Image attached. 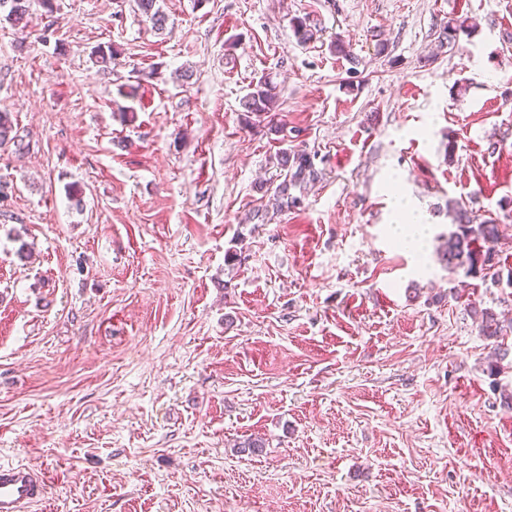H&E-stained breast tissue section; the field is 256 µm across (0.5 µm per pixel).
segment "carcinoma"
Listing matches in <instances>:
<instances>
[{
  "label": "carcinoma",
  "mask_w": 512,
  "mask_h": 512,
  "mask_svg": "<svg viewBox=\"0 0 512 512\" xmlns=\"http://www.w3.org/2000/svg\"><path fill=\"white\" fill-rule=\"evenodd\" d=\"M29 0H0V11H6L5 20L17 26L23 22L28 12ZM158 0H137V6L160 31L164 29L167 17L157 5ZM278 100L277 85L269 78H263L252 85L242 99L244 111L258 119L265 118L275 111ZM12 116L8 112H0V145L17 140L13 135ZM277 167L280 170V182L266 191L268 199L254 214V218L265 220L269 211L281 212L296 207L301 197L293 194L296 189L314 182L319 177L314 157L304 150H282L277 154ZM455 212L453 230L438 251L440 263L448 270H466L468 275L491 272L494 268L493 249L499 238V224L489 217L478 220V216L456 201L452 203ZM499 278V273L491 272V279ZM479 332L485 339L498 345L504 325L498 315L484 309L478 313Z\"/></svg>",
  "instance_id": "1"
}]
</instances>
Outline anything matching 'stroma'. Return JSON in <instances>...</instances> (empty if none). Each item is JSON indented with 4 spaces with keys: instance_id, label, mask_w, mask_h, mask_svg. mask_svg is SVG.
Here are the masks:
<instances>
[{
    "instance_id": "35a3bbf8",
    "label": "stroma",
    "mask_w": 512,
    "mask_h": 512,
    "mask_svg": "<svg viewBox=\"0 0 512 512\" xmlns=\"http://www.w3.org/2000/svg\"><path fill=\"white\" fill-rule=\"evenodd\" d=\"M59 3L0 17V463L49 476L32 512H512V329L495 355L471 314L512 287L435 256L460 199L512 271V0H160L161 33ZM283 148L320 177L255 220ZM278 100L277 85L270 78H261L256 84H253L249 92L242 99L244 112L255 116L259 122L271 117V112H275Z\"/></svg>"
}]
</instances>
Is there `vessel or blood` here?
Segmentation results:
<instances>
[{
	"label": "vessel or blood",
	"mask_w": 512,
	"mask_h": 512,
	"mask_svg": "<svg viewBox=\"0 0 512 512\" xmlns=\"http://www.w3.org/2000/svg\"><path fill=\"white\" fill-rule=\"evenodd\" d=\"M49 478L24 463L0 464V512H27L42 502Z\"/></svg>",
	"instance_id": "vessel-or-blood-1"
}]
</instances>
